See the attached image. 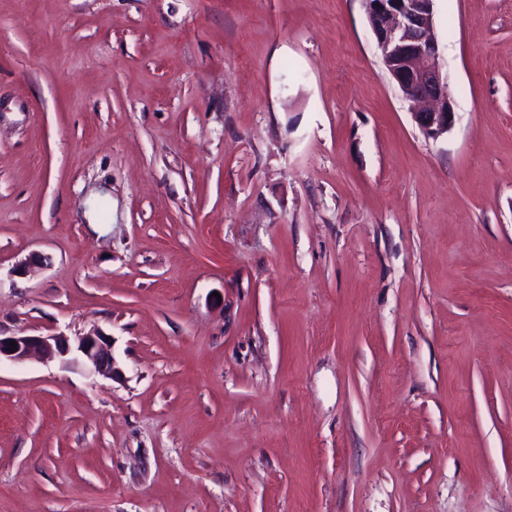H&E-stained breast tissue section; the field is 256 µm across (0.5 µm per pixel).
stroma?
Segmentation results:
<instances>
[{
	"label": "stroma",
	"instance_id": "35a3bbf8",
	"mask_svg": "<svg viewBox=\"0 0 512 512\" xmlns=\"http://www.w3.org/2000/svg\"><path fill=\"white\" fill-rule=\"evenodd\" d=\"M0 0V512H512V0ZM48 265L15 274L29 256ZM435 0H362L381 61L403 98L416 106L412 117L421 132L437 140L456 118L448 98L434 36ZM10 340L17 344L15 352H12ZM72 354L82 357L92 373L106 379L112 380L119 374V368L112 355V339L101 331L79 336L74 342L59 334L6 337L0 335V363L2 359L23 363L34 355L43 361H66Z\"/></svg>",
	"mask_w": 512,
	"mask_h": 512
}]
</instances>
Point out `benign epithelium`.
<instances>
[{
  "label": "benign epithelium",
  "instance_id": "benign-epithelium-1",
  "mask_svg": "<svg viewBox=\"0 0 512 512\" xmlns=\"http://www.w3.org/2000/svg\"><path fill=\"white\" fill-rule=\"evenodd\" d=\"M435 0H362L370 29L381 50L386 72L403 98L416 106L412 117L421 132L437 140L456 118L448 98V82L441 70L434 36ZM17 344L12 350L10 342ZM77 354L90 371L106 379L119 374L112 355V339L100 331L70 341L66 336H0V360L23 363L36 355L44 361Z\"/></svg>",
  "mask_w": 512,
  "mask_h": 512
}]
</instances>
